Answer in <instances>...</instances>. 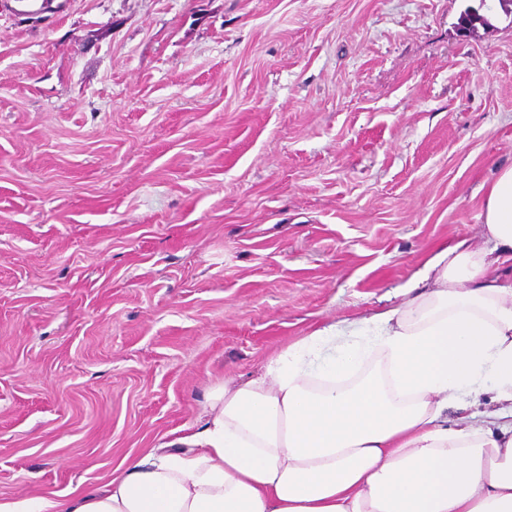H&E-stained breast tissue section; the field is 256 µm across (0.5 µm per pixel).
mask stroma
Listing matches in <instances>:
<instances>
[{
	"label": "stroma",
	"instance_id": "stroma-1",
	"mask_svg": "<svg viewBox=\"0 0 512 512\" xmlns=\"http://www.w3.org/2000/svg\"><path fill=\"white\" fill-rule=\"evenodd\" d=\"M40 5L0 10L1 502L95 491L481 244L512 0Z\"/></svg>",
	"mask_w": 512,
	"mask_h": 512
}]
</instances>
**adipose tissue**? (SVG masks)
<instances>
[{
  "instance_id": "ef3b65f1",
  "label": "adipose tissue",
  "mask_w": 512,
  "mask_h": 512,
  "mask_svg": "<svg viewBox=\"0 0 512 512\" xmlns=\"http://www.w3.org/2000/svg\"><path fill=\"white\" fill-rule=\"evenodd\" d=\"M481 220L482 246L438 248L398 305L212 388L172 451L0 512H512V166ZM487 391L496 409L469 414Z\"/></svg>"
}]
</instances>
